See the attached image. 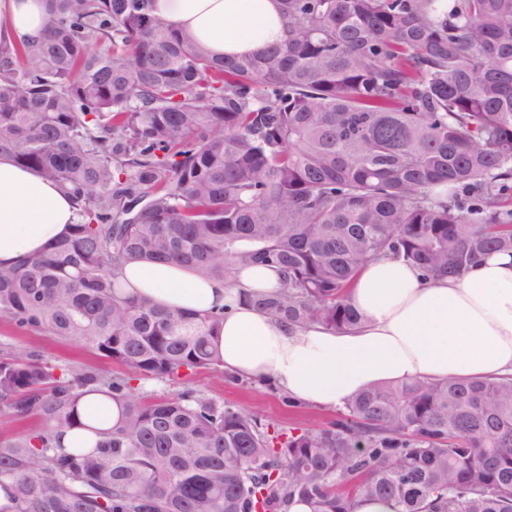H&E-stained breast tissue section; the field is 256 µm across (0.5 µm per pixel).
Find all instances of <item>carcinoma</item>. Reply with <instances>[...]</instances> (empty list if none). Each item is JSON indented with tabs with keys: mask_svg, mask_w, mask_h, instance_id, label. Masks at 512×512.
<instances>
[{
	"mask_svg": "<svg viewBox=\"0 0 512 512\" xmlns=\"http://www.w3.org/2000/svg\"><path fill=\"white\" fill-rule=\"evenodd\" d=\"M153 0H47L40 43L0 42V154L64 188L70 234L0 268V316L131 373L0 358V409L39 428L0 439L13 512H512V378L385 384L336 422L270 435L188 386L224 373V310L125 296L132 260L229 279L280 269L255 303L343 331L360 268L424 278L512 253V0H280L291 36L213 58ZM443 188L436 200L432 192ZM143 379L182 389L144 401ZM119 407L100 439L80 399Z\"/></svg>",
	"mask_w": 512,
	"mask_h": 512,
	"instance_id": "obj_1",
	"label": "carcinoma"
}]
</instances>
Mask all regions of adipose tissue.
<instances>
[{
	"mask_svg": "<svg viewBox=\"0 0 512 512\" xmlns=\"http://www.w3.org/2000/svg\"><path fill=\"white\" fill-rule=\"evenodd\" d=\"M153 13L193 31L218 58L254 55L286 37L279 0H154ZM46 21L44 0H0L2 41L40 38ZM75 221L72 200L55 183L0 155V266L65 238ZM118 279L126 294L170 310H223L225 372L315 408H343L382 383L512 377V256L505 254L461 277L430 280L402 261H370L348 294L362 321L340 332L288 325L258 309L254 298L281 290L273 267H243L228 283L131 261Z\"/></svg>",
	"mask_w": 512,
	"mask_h": 512,
	"instance_id": "obj_1",
	"label": "adipose tissue"
}]
</instances>
